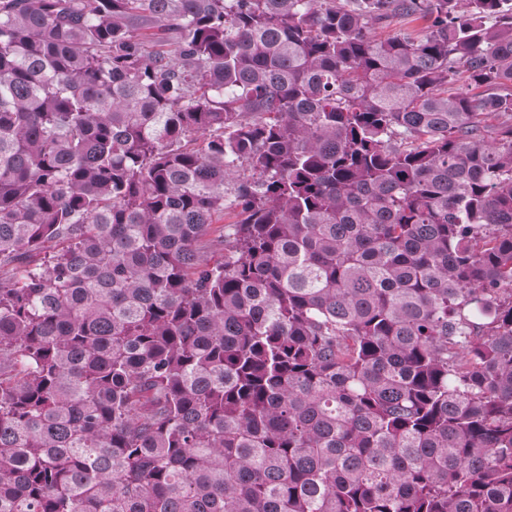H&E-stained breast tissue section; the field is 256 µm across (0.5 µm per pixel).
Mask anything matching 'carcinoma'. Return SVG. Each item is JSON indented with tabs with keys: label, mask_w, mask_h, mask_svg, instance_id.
<instances>
[{
	"label": "carcinoma",
	"mask_w": 512,
	"mask_h": 512,
	"mask_svg": "<svg viewBox=\"0 0 512 512\" xmlns=\"http://www.w3.org/2000/svg\"><path fill=\"white\" fill-rule=\"evenodd\" d=\"M3 267L0 512H512V0H0Z\"/></svg>",
	"instance_id": "1"
}]
</instances>
